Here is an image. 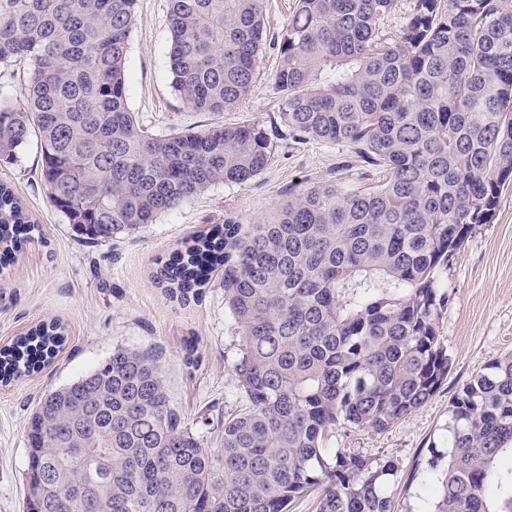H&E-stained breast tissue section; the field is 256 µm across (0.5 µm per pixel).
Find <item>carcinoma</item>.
Instances as JSON below:
<instances>
[{"mask_svg":"<svg viewBox=\"0 0 512 512\" xmlns=\"http://www.w3.org/2000/svg\"><path fill=\"white\" fill-rule=\"evenodd\" d=\"M173 86L194 112L232 110L253 87L265 0H169ZM136 0H0V69L27 65V99L0 100V161L40 136L42 178L73 232L129 234L273 157L249 124L151 137L126 97ZM298 0L274 37L279 123L297 140L344 144L386 181L363 190L296 186L267 223L228 216L160 269L170 298L199 299L224 269L240 333V409L223 448L172 407L148 352L118 347L27 422L26 512H286L313 487L319 512H394L395 465L330 464L336 427L384 431L448 377L438 336L441 275L512 184V0ZM336 66L329 85L315 83ZM0 183V259L31 238ZM65 342L59 322L0 348V384L38 371ZM448 465L429 462L434 512H512L497 463L512 454V355L451 400ZM413 0H400V11L397 14L391 15L382 22L380 28L382 30V37L394 39L398 34L401 27L406 22L407 15L410 13V5Z\"/></svg>","mask_w":512,"mask_h":512,"instance_id":"1","label":"carcinoma"}]
</instances>
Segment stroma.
Wrapping results in <instances>:
<instances>
[{"mask_svg": "<svg viewBox=\"0 0 512 512\" xmlns=\"http://www.w3.org/2000/svg\"><path fill=\"white\" fill-rule=\"evenodd\" d=\"M169 0H137L129 37L127 102L150 134L216 124L271 128L279 108L272 85L277 51L266 46L250 94L221 114L186 108L172 84ZM384 170L366 171L344 145L309 139L276 141L268 168L243 184H217L155 223L120 239L77 237L41 179V150L30 138L17 160L0 161V182L22 199L40 233L14 262L0 268V346L41 320L61 319L68 342L40 373L0 387V512H23L26 427L39 398L73 383L115 347L159 352L168 395L188 422L217 420L239 406L233 366L240 337L224 305V273H213L200 299L179 303L158 285L159 260L183 248L225 217L258 224L274 215L294 183H333L363 190ZM448 309L439 322L450 359L447 380L422 406L385 431L337 428L328 456L357 454L397 469L383 484L396 512H430L434 497L422 483L432 457L447 455L451 398L495 358L512 353V188L496 220L472 232L448 268ZM194 346L197 367L185 361Z\"/></svg>", "mask_w": 512, "mask_h": 512, "instance_id": "stroma-1", "label": "stroma"}]
</instances>
